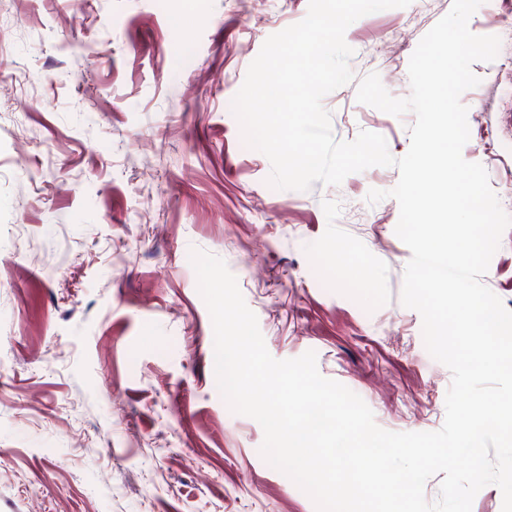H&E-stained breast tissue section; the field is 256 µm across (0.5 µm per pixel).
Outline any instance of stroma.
<instances>
[{"label":"stroma","instance_id":"35a3bbf8","mask_svg":"<svg viewBox=\"0 0 512 512\" xmlns=\"http://www.w3.org/2000/svg\"><path fill=\"white\" fill-rule=\"evenodd\" d=\"M308 6L0 0V512H316L218 388L194 249L224 260L272 357L314 351L385 430L442 427L452 375L400 300L398 169L272 189L232 111L265 40ZM451 6L348 27L353 80L322 100L336 140L370 131L406 154L414 115L359 103L357 82L408 97L409 59ZM469 28L501 47L461 96L480 116L462 155L512 216V0H484ZM481 281L512 311V227Z\"/></svg>","mask_w":512,"mask_h":512}]
</instances>
